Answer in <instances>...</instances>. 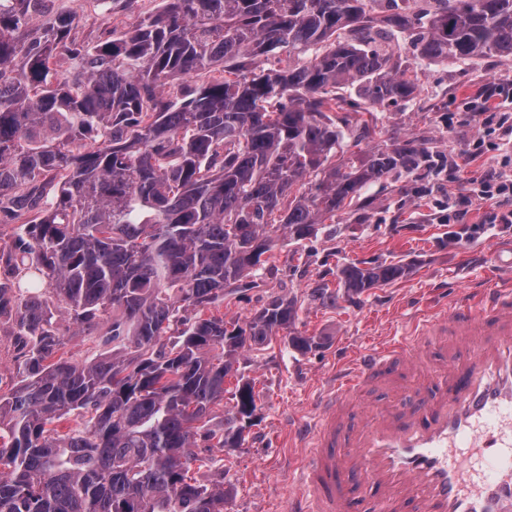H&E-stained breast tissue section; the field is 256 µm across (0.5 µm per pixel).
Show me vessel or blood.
Wrapping results in <instances>:
<instances>
[{
	"mask_svg": "<svg viewBox=\"0 0 512 512\" xmlns=\"http://www.w3.org/2000/svg\"><path fill=\"white\" fill-rule=\"evenodd\" d=\"M440 363L428 362L431 348ZM406 360L437 396L365 417L336 453L344 413L365 388L400 389L386 369ZM289 512H352L348 484L374 492L372 512H512V283L458 291L401 339L356 358L322 394Z\"/></svg>",
	"mask_w": 512,
	"mask_h": 512,
	"instance_id": "1",
	"label": "vessel or blood"
}]
</instances>
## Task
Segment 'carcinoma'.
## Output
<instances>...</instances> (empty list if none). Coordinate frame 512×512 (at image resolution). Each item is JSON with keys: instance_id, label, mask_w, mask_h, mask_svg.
<instances>
[{"instance_id": "carcinoma-1", "label": "carcinoma", "mask_w": 512, "mask_h": 512, "mask_svg": "<svg viewBox=\"0 0 512 512\" xmlns=\"http://www.w3.org/2000/svg\"><path fill=\"white\" fill-rule=\"evenodd\" d=\"M48 2L0 0V213L16 222L0 238V318L22 350L0 393V512H224L196 448H237L253 420L241 352L281 331L300 352L326 338L294 330L286 295L243 322L205 311L257 285L277 232L299 244L346 211L360 221L373 185L431 167L414 137L348 153L349 113L419 87L379 42L409 31L423 62L511 61L512 0H389L384 16L373 0H162L88 44L71 14L34 26ZM410 272L347 263L337 287ZM61 304L105 328L112 354L53 360Z\"/></svg>"}]
</instances>
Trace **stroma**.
Instances as JSON below:
<instances>
[{
    "label": "stroma",
    "instance_id": "obj_1",
    "mask_svg": "<svg viewBox=\"0 0 512 512\" xmlns=\"http://www.w3.org/2000/svg\"><path fill=\"white\" fill-rule=\"evenodd\" d=\"M159 0H138L132 12L109 16L86 9L85 0H52L51 12L66 11L78 19L75 35L88 41L106 26L128 27ZM512 87V61L475 59L423 65L417 96L395 107L376 109L370 138L360 144L391 145L409 136L431 141L433 165L410 175L409 193L395 183L373 186L374 207L364 221L338 216L317 239L293 247L278 240L269 254L271 273L258 287L224 297L226 317L248 318L271 296L297 297L299 332L326 337L325 346L302 354L275 336L263 348L244 353L240 370L255 378L259 394L257 425L247 429L240 447L217 452L209 479L223 482L229 496L224 512H287L294 476L304 450L294 446L291 423L309 420L318 396L328 388L336 366H349L358 354L381 348L400 336L420 312L452 300L456 290L480 288L503 274L498 249L512 246V224H494L495 205L474 201L465 223L446 224L448 203L475 187L487 170L512 175V142L484 135L471 122L450 123L453 113L476 99L494 112L507 109L496 88ZM482 154H472L477 138ZM404 260L412 265L402 280L340 298L336 305L310 303L318 283L335 284L337 265Z\"/></svg>",
    "mask_w": 512,
    "mask_h": 512
}]
</instances>
